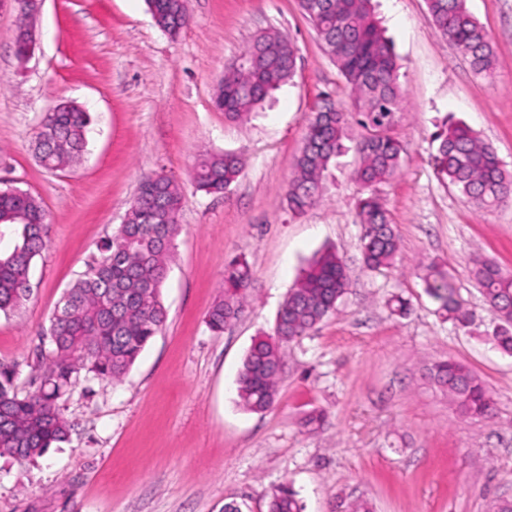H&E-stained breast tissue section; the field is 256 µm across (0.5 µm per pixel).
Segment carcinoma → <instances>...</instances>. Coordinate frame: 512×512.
Returning <instances> with one entry per match:
<instances>
[{
    "instance_id": "obj_1",
    "label": "carcinoma",
    "mask_w": 512,
    "mask_h": 512,
    "mask_svg": "<svg viewBox=\"0 0 512 512\" xmlns=\"http://www.w3.org/2000/svg\"><path fill=\"white\" fill-rule=\"evenodd\" d=\"M184 0H147L155 25L172 38L182 31ZM438 34L452 42L484 76L494 72L492 43L466 8V0H426ZM349 88L361 132L349 135V113L324 97L308 119L301 149L295 158L285 198L288 210L300 216L324 198L328 168L354 151V179L361 186L355 201L362 227V268L382 272L392 267L399 238L376 185L400 170L406 149L397 132L405 92L399 82V59L374 15L372 0H299ZM297 49L287 38L272 33L257 36L241 56L224 70L216 106L232 120H246L268 95L290 81L296 71ZM47 112L33 140L41 165L62 171L77 161L88 145L91 117L73 103ZM431 160L438 179L483 210L512 203V173L506 171L494 148L464 122L445 121L434 133ZM241 172L233 152L206 153L194 169L196 188L222 194ZM183 195L178 182L164 174L145 175L112 237L65 289L52 316L51 353L39 361L38 386L20 397L12 389V371L0 363V457L35 461L49 449L69 441L75 424L58 404L73 377L80 372L116 383L123 380L149 342L161 332L167 311L161 290L174 259L181 224ZM46 213L33 195L0 189V227L15 230L13 246L0 251V312L20 309L30 297L35 257L46 247ZM472 274L496 320L497 347L512 355V273L496 263L475 257ZM425 293L437 313L460 328L473 321L452 278L431 264L422 276ZM252 272L243 257L224 267V297L206 315L215 333L238 319L247 301ZM351 270L333 248L319 252L302 270L280 305L274 334L253 342L236 379L237 396L253 412L274 405L282 373V348L307 335L336 312L348 291ZM437 384L465 416L490 418L494 401L481 379L465 365L441 361L428 368ZM268 512H303L292 486L283 484L269 496Z\"/></svg>"
}]
</instances>
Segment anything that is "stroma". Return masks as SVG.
Segmentation results:
<instances>
[{
  "label": "stroma",
  "mask_w": 512,
  "mask_h": 512,
  "mask_svg": "<svg viewBox=\"0 0 512 512\" xmlns=\"http://www.w3.org/2000/svg\"><path fill=\"white\" fill-rule=\"evenodd\" d=\"M402 64L407 92L398 133L400 171L379 184L400 240L393 267L360 266L361 226L352 178L357 158L329 168L325 200L293 216L284 189L304 127L321 97L350 107L348 91L298 0H188L175 38L145 0H45L27 62L14 49L17 12L0 0V189L37 197L47 246L34 261L31 295L0 312V362L15 366L18 394L35 389L38 354L52 348L50 317L65 288L112 235L144 173L183 190L176 258L162 288L163 330L122 380L81 374L59 404L76 425L70 443L37 462L0 457V512H267L289 483L304 512H486L512 498V357L495 349L492 315L475 285L479 255L512 272V206L477 209L434 173L431 136L464 121L512 172V0H467L496 54L476 74L441 38L425 0H376ZM277 32L297 48L292 81L248 120L214 103L232 63L256 36ZM71 101L93 117L81 159L51 171L31 143L43 113ZM237 153L242 171L221 195L198 191L193 169L207 152ZM335 248L352 271L337 312L283 350L279 395L261 413L236 392L254 338L273 331L289 288L314 254ZM249 262L244 312L216 334L206 313L224 294V264ZM449 271L474 321L442 319L421 275ZM411 303L408 315L388 301ZM465 364L495 402L490 419L458 413L428 368ZM324 414L316 429L310 414Z\"/></svg>",
  "instance_id": "1"
}]
</instances>
